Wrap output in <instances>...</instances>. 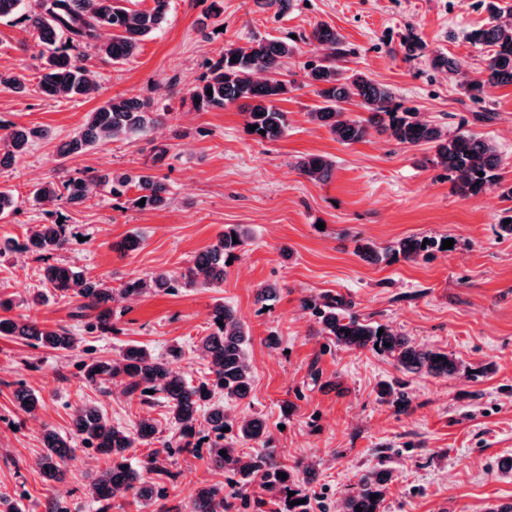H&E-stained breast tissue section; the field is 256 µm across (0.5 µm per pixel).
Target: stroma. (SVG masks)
<instances>
[{
  "label": "stroma",
  "mask_w": 512,
  "mask_h": 512,
  "mask_svg": "<svg viewBox=\"0 0 512 512\" xmlns=\"http://www.w3.org/2000/svg\"><path fill=\"white\" fill-rule=\"evenodd\" d=\"M212 1L170 0L165 23L134 58L121 64L92 59L99 91L77 101L45 98L36 87L42 47L25 21L35 0L0 19V73L25 75L29 84L23 94L0 86V119L50 132L0 171V188L12 190L15 199L14 211L0 217L1 240L24 243L32 225L63 219L72 239L53 262L117 286L158 271H184L226 229L241 227L248 235L223 284L116 299L111 330L85 337L81 349H34L0 337V496L22 498L23 512H48L54 500L70 512H98L87 483L109 467L106 456L76 447L65 480L53 484L39 466L44 429L70 435L73 412L85 403L122 426L144 416L158 423V440L127 453L142 479L152 480L145 461L173 433L166 408L143 405L118 381L84 383V351L112 359L130 344L160 356L176 346L181 355L175 369L200 382L208 365L196 346L212 330L211 309L223 303L251 336L253 373L248 401L225 402L224 411L232 422L262 416L277 464L313 469L314 482L300 488L309 512H340L359 476L379 465L391 472L381 512H487L512 503V237L500 229L512 215L505 193L512 186V85L479 100L463 90L481 79L490 53L471 42L470 32L512 23V0H289L279 14L257 0H216L221 14L215 19L207 15ZM322 24L344 38V70L387 85L403 107L447 134L463 128L491 141L502 158L498 186L461 198L447 172L433 165L429 146L399 145L374 131L345 145L313 123L309 114L319 100L302 66L326 54L312 38ZM253 37L290 39L297 48L281 69L294 87L278 102L287 129L276 141L249 132L243 107L204 111L190 98L229 44ZM411 40L422 50L408 56L403 46ZM436 56L459 64L458 74L434 68ZM116 96L150 102L165 113L164 123L149 139L110 140L58 160L57 145ZM155 143L169 147L158 163L150 152ZM306 154L335 161L328 182H313L297 170ZM151 163L169 189L171 203L162 209L140 207L136 190L116 198L94 181L101 173ZM67 177L91 181L84 205H33L37 184ZM131 234L141 237L140 248L117 250L116 242ZM409 237L446 238L453 247L378 263L355 251L360 242L383 250ZM41 267L29 253L0 256V293L12 298V316L80 334L71 299L53 296L37 309L26 306L43 287ZM266 285L276 294L256 302L257 289ZM327 295L351 301L353 312L421 346L453 355L458 372L406 373L373 351L328 345L304 306ZM20 382L40 398L35 414L15 410ZM386 383L405 394V407L381 400ZM167 463L178 474L167 485L171 506H189L200 487L226 480L209 466L203 447Z\"/></svg>",
  "instance_id": "1"
}]
</instances>
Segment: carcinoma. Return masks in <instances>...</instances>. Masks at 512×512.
<instances>
[{"instance_id": "cac0c4a2", "label": "carcinoma", "mask_w": 512, "mask_h": 512, "mask_svg": "<svg viewBox=\"0 0 512 512\" xmlns=\"http://www.w3.org/2000/svg\"><path fill=\"white\" fill-rule=\"evenodd\" d=\"M129 0H41L39 10L26 16L33 35L46 48L37 87L49 99L58 97L88 98L98 87L90 75L87 61L93 54L104 55L114 62L134 56L140 43L164 22L168 0H153L149 10H132ZM111 33L109 40L100 41L101 32ZM312 36L330 50V58L304 64L309 86L321 99L322 105L310 112V118L343 144L362 142L374 129L401 145L430 144L435 150V164L448 172L452 191L469 199L478 197L498 185L496 171L501 157L491 142L474 133H460L449 137L442 130L419 117L418 113L402 108L395 102L390 88L371 80L366 74H347L335 61L346 55L342 36L333 28L321 25ZM469 39L493 47L486 64L483 80L465 87L473 99H479L487 90L512 84V27L491 25L472 31ZM296 47L278 38H260L244 46L229 45L222 58L214 63L201 83L191 91V99L199 101L200 110H222L240 101L248 107V125H255L253 134L262 141L280 139L286 131L285 113L275 105L289 91L290 81L280 78L283 60L293 56ZM236 62H231V58ZM212 94H207V89ZM357 101L368 112L365 118L352 119L343 115L340 104ZM166 113L150 110V103L136 97H113L88 113L79 133L57 146V157L65 159L107 139L143 137L156 124L163 122ZM265 134H260V131ZM45 128L20 127L0 120V169L11 166L35 141L49 138ZM297 169L309 179L324 183L331 179L335 161L327 156L309 154L299 158ZM110 186L112 195L121 196L136 189L144 207L164 208L169 204L168 188L153 167L139 171H113L98 176ZM89 183L82 178L39 185L34 193L37 201L62 198L77 206L89 196ZM70 244L68 225L59 221L38 224L27 236L25 249L32 255L46 259L65 250ZM245 234L238 228L219 236L216 244L194 256L185 271L179 274L157 273L147 278H132L120 288L124 298H137L147 293L173 294L184 286H214L224 281L226 260L242 250ZM437 246L430 240L422 243L406 238L397 245V251L406 259H414ZM42 279L59 297L75 298L77 305L72 317L83 322L85 334L103 333L112 329L113 288L99 278H93L71 266L47 263ZM321 333L333 345L350 350L369 349L393 359L397 367L409 373L424 372L434 376H450L457 370L455 359L446 352L427 349L414 344L407 337L388 327L369 322L351 311L344 299L331 298L324 302L312 301ZM213 332L201 338L199 350L209 365V377L193 384L173 368L179 349H169L168 357L152 354L140 345H129L119 358L108 361L90 356L81 363L83 379L91 386L120 380L125 392L143 402H151L162 395L168 420L175 429L177 440L167 443L166 449L189 451L200 434V417H205L213 438L209 442V465L228 474V482L244 487L258 480L269 489H276L281 497L292 502L288 512H308L297 494V487L313 478V470H288L274 462V449L265 421L257 415L237 423L239 438L261 447L246 458L238 455L231 445L224 443L227 416L220 395L228 401L247 399L253 386L248 360V332L234 310L217 303L211 310ZM383 333H378V330ZM0 336L21 339L28 346L54 351H72L80 340L64 326L47 327L31 317H0ZM16 411L32 415L40 406L39 397L23 383L14 390ZM159 433L158 424L141 419L132 427L111 424L93 405L76 409L73 436L65 437L47 428L43 433L44 452L40 458L42 476L48 482H61L66 477V462L74 451L72 441L77 439L86 448H92L112 459V465L95 475L89 482V493L99 503L100 512L112 508L114 492L122 489L148 506L155 500L167 499L165 483L175 479L160 460V452H153L147 467L156 475L153 483L142 482L138 472L128 462L126 453L135 444L149 443ZM226 451L221 456L220 451ZM286 474L282 479L277 473ZM391 472L373 468L363 473L345 499L343 512H381L386 485ZM293 496H288V492ZM377 499H372V496ZM298 504H293V501ZM235 503L224 496V485H204L188 508V512H231Z\"/></svg>"}]
</instances>
